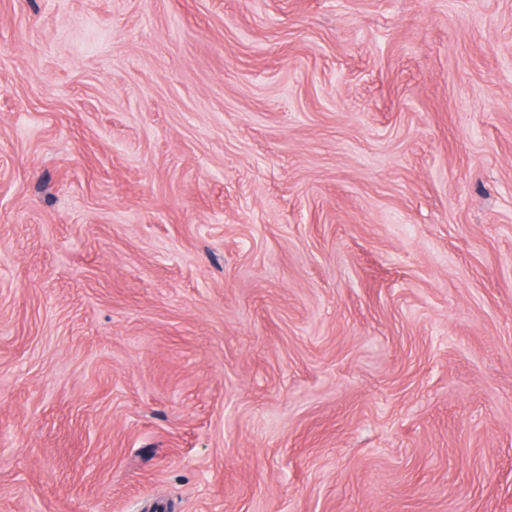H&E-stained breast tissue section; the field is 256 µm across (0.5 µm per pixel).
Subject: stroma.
I'll return each mask as SVG.
<instances>
[{
	"label": "stroma",
	"mask_w": 512,
	"mask_h": 512,
	"mask_svg": "<svg viewBox=\"0 0 512 512\" xmlns=\"http://www.w3.org/2000/svg\"><path fill=\"white\" fill-rule=\"evenodd\" d=\"M512 512V0H0V512Z\"/></svg>",
	"instance_id": "35a3bbf8"
}]
</instances>
